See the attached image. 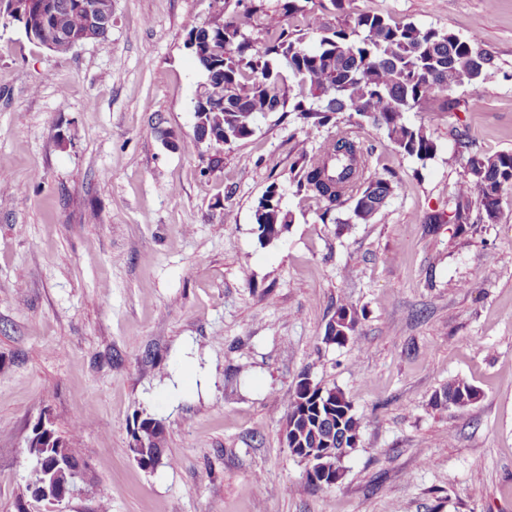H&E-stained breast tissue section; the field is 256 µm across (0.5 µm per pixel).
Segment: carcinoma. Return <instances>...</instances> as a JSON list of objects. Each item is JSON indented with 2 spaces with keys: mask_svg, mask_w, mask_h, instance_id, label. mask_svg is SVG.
<instances>
[{
  "mask_svg": "<svg viewBox=\"0 0 512 512\" xmlns=\"http://www.w3.org/2000/svg\"><path fill=\"white\" fill-rule=\"evenodd\" d=\"M281 10L290 20L286 27L265 23L257 7L199 27L193 55L206 75L197 94L200 133L225 132L231 147L250 137L256 120L269 112H297L319 126L334 123L336 133L321 151L301 154L296 194L323 200L330 208L351 200L345 223L371 224L384 214L394 186L388 179L366 177L352 118L384 130L401 152L424 162L437 145L406 113L431 108L452 86L478 85L492 75L493 58L476 35L463 40L413 23L392 24L378 13L346 15L308 48L303 7L298 0H282ZM3 18L28 39L65 55L107 37L112 0H0ZM344 113L346 120L340 118ZM506 187H512V152L471 157L448 200L446 223L463 231L471 224L497 222ZM290 223L276 190L269 189L255 210L259 241L280 239ZM334 320L341 331L324 334V340L343 345L355 332L357 312L343 305ZM478 397L473 386L454 381L435 395L434 404L464 408ZM287 420L306 448L348 447L360 431L359 418L340 389L311 387L305 378L289 396ZM132 439L131 451L141 468L151 470L161 462L164 429L159 421H140ZM56 457L76 458L71 439L58 435L51 447L36 449L28 483L37 482Z\"/></svg>",
  "mask_w": 512,
  "mask_h": 512,
  "instance_id": "cac0c4a2",
  "label": "carcinoma"
}]
</instances>
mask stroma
<instances>
[{
  "instance_id": "35a3bbf8",
  "label": "stroma",
  "mask_w": 512,
  "mask_h": 512,
  "mask_svg": "<svg viewBox=\"0 0 512 512\" xmlns=\"http://www.w3.org/2000/svg\"><path fill=\"white\" fill-rule=\"evenodd\" d=\"M279 4L112 0L109 35L66 55L0 25V512L25 495L44 414L87 466L58 512H512V187L497 223L437 221L472 155L512 151V0H343L479 33L496 65L451 89L464 109L408 113L437 144L426 162L355 126L371 176L395 186L371 224L295 192L301 153L334 125L271 112L217 162L195 140L189 31L251 5L278 27ZM272 185L292 222L264 245L254 211ZM342 304L356 331L326 344ZM304 376L360 420L329 488L285 443ZM452 381L479 399L433 406ZM146 417L165 437L152 471L130 451Z\"/></svg>"
}]
</instances>
